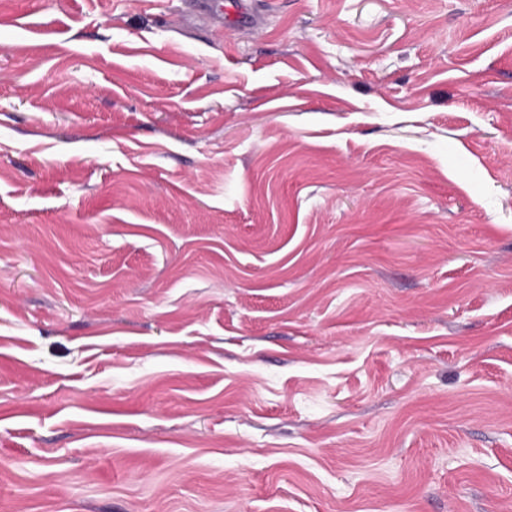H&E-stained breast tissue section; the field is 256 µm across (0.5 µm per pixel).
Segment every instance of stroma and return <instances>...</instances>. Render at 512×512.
<instances>
[{"mask_svg": "<svg viewBox=\"0 0 512 512\" xmlns=\"http://www.w3.org/2000/svg\"><path fill=\"white\" fill-rule=\"evenodd\" d=\"M0 0V512H512V0Z\"/></svg>", "mask_w": 512, "mask_h": 512, "instance_id": "stroma-1", "label": "stroma"}]
</instances>
